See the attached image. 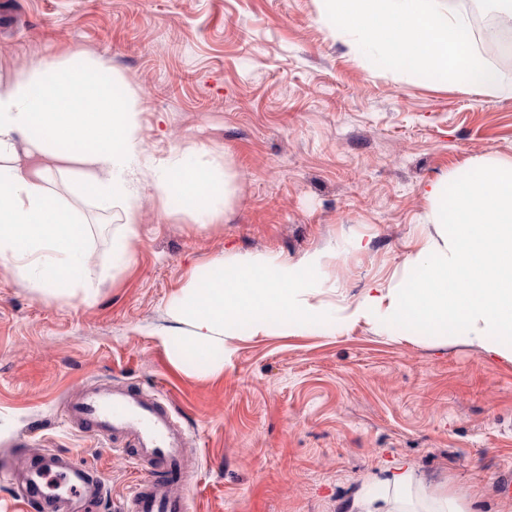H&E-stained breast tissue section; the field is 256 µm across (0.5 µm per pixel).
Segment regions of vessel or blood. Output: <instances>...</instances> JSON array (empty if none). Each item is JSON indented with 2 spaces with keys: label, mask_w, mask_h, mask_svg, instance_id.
Here are the masks:
<instances>
[{
  "label": "vessel or blood",
  "mask_w": 512,
  "mask_h": 512,
  "mask_svg": "<svg viewBox=\"0 0 512 512\" xmlns=\"http://www.w3.org/2000/svg\"><path fill=\"white\" fill-rule=\"evenodd\" d=\"M65 416L80 430L132 441L131 458L142 476L131 487L124 512H189L187 499L174 494L173 486L190 484L193 474L183 466L182 433L161 401L130 388L99 387L70 400ZM90 486L102 487L95 471L55 454L29 467L20 490L36 512H68L70 498Z\"/></svg>",
  "instance_id": "obj_1"
}]
</instances>
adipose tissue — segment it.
Wrapping results in <instances>:
<instances>
[{
    "label": "adipose tissue",
    "instance_id": "ef3b65f1",
    "mask_svg": "<svg viewBox=\"0 0 512 512\" xmlns=\"http://www.w3.org/2000/svg\"><path fill=\"white\" fill-rule=\"evenodd\" d=\"M143 158L130 94L103 63L48 62L0 78V266L44 294L92 298L87 226L52 185L64 176L102 206L129 208ZM154 187L208 221L229 194L228 181L184 153L156 170ZM426 195L436 238L406 259L402 287L368 288L342 321L375 315L484 349L495 340L498 355L512 358V161L431 183ZM419 484L413 470L395 469L381 492L361 485L349 512H466L446 493L416 500Z\"/></svg>",
    "mask_w": 512,
    "mask_h": 512
}]
</instances>
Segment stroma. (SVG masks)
Here are the masks:
<instances>
[{
  "mask_svg": "<svg viewBox=\"0 0 512 512\" xmlns=\"http://www.w3.org/2000/svg\"><path fill=\"white\" fill-rule=\"evenodd\" d=\"M352 41L315 0H0V73L106 63L134 95L153 167L193 154L231 189L203 224L144 171L125 263L112 251L124 205L55 184L88 224L96 295L48 296L0 268V463L69 454L101 479L94 512H120L141 476L124 437L64 415L109 382L170 402L193 512H347L398 466L423 496L512 512V359L374 316L238 328L217 372L174 363L162 342L173 296L229 254H319L314 298L336 311L402 281L436 234L425 185L512 160V99L379 68Z\"/></svg>",
  "mask_w": 512,
  "mask_h": 512,
  "instance_id": "obj_1",
  "label": "stroma"
}]
</instances>
